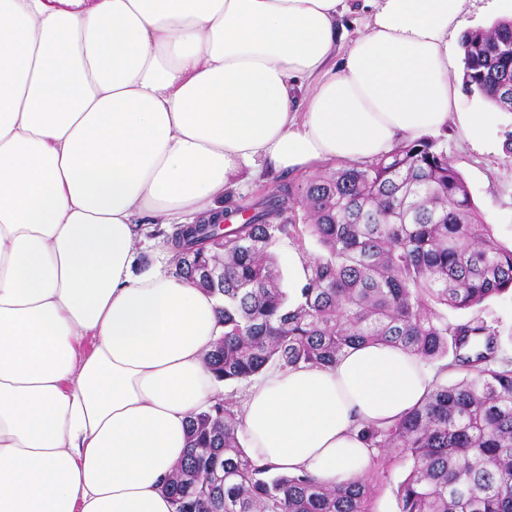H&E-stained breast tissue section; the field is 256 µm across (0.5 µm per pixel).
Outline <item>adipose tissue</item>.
<instances>
[{
    "mask_svg": "<svg viewBox=\"0 0 512 512\" xmlns=\"http://www.w3.org/2000/svg\"><path fill=\"white\" fill-rule=\"evenodd\" d=\"M0 0V512H172L218 301L135 274L153 224L220 213L244 170L361 165L450 120L469 0ZM433 374L380 342L247 392L246 453L333 486Z\"/></svg>",
    "mask_w": 512,
    "mask_h": 512,
    "instance_id": "obj_1",
    "label": "adipose tissue"
}]
</instances>
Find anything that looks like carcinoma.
Returning a JSON list of instances; mask_svg holds the SVG:
<instances>
[{
	"instance_id": "1",
	"label": "carcinoma",
	"mask_w": 512,
	"mask_h": 512,
	"mask_svg": "<svg viewBox=\"0 0 512 512\" xmlns=\"http://www.w3.org/2000/svg\"><path fill=\"white\" fill-rule=\"evenodd\" d=\"M467 92L512 112V19L466 32ZM241 224L224 211L167 235L174 273L219 298L224 333L204 356L219 381L269 369L336 364L358 342L398 345L426 363L453 355L425 402L362 432L376 462L411 466L396 488L399 512H512V362L483 320L451 322L439 307L475 310L512 296V248L494 235L438 141L419 138L362 166H344L249 205ZM323 253L306 284L287 292L271 247L305 238ZM242 425L223 399L189 421L185 459L168 478L173 512H375L366 475L328 487L279 474L241 447Z\"/></svg>"
}]
</instances>
